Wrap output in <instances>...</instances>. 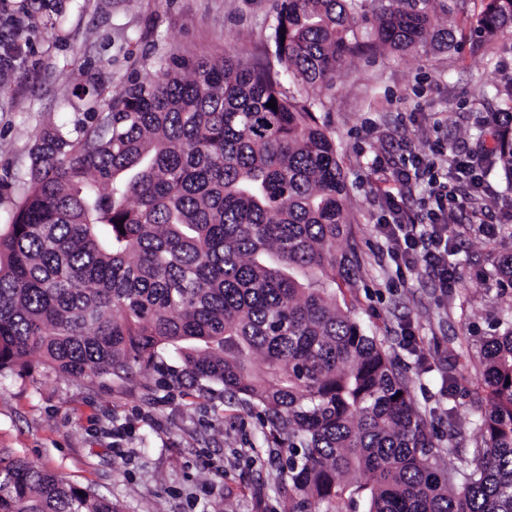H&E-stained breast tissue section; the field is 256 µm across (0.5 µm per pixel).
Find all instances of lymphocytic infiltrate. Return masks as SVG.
I'll use <instances>...</instances> for the list:
<instances>
[{
    "mask_svg": "<svg viewBox=\"0 0 512 512\" xmlns=\"http://www.w3.org/2000/svg\"><path fill=\"white\" fill-rule=\"evenodd\" d=\"M384 181L387 212L379 219L378 227L397 273L422 268L437 287H455L458 268L450 261L457 241L455 216L485 190L472 155L438 141L429 153H411L394 161L392 173ZM417 184L424 185L425 195L415 214L407 209L405 200Z\"/></svg>",
    "mask_w": 512,
    "mask_h": 512,
    "instance_id": "1",
    "label": "lymphocytic infiltrate"
}]
</instances>
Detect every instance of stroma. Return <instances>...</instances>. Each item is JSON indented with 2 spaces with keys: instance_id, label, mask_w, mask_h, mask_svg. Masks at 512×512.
<instances>
[{
  "instance_id": "obj_1",
  "label": "stroma",
  "mask_w": 512,
  "mask_h": 512,
  "mask_svg": "<svg viewBox=\"0 0 512 512\" xmlns=\"http://www.w3.org/2000/svg\"><path fill=\"white\" fill-rule=\"evenodd\" d=\"M485 0H468L455 21L459 49L415 53L361 49L349 55L333 84L310 89L327 107L328 128L349 185L353 222L338 254L359 267L353 287L337 289L341 306L361 320L406 372L420 411L436 410L434 443H472L471 415L480 388L477 365L464 371L456 432L440 410V370L478 352L495 321L512 316V293L496 285L503 251L512 248V184L499 169L484 181L491 198L458 213L461 278L441 291L425 272L398 279L382 255L376 220L383 198L369 171L377 155L399 158L430 141L481 149L494 139V114L506 105L494 85L512 80V27L473 48L470 21ZM272 0H7L0 37L27 27L30 40L0 84V224L7 223L30 172L36 134L73 123L92 96L108 99L130 80L156 75L164 55H232L268 62ZM411 325L421 356L401 334ZM158 372L137 371L118 385L101 376L79 380L34 362L0 375V451L88 486L120 512H284L276 473L256 419L215 395H182L159 385Z\"/></svg>"
}]
</instances>
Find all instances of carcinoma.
Wrapping results in <instances>:
<instances>
[{
    "mask_svg": "<svg viewBox=\"0 0 512 512\" xmlns=\"http://www.w3.org/2000/svg\"><path fill=\"white\" fill-rule=\"evenodd\" d=\"M466 7L276 0L278 69L174 54L73 128L41 130L0 224V373L37 360L124 383L148 367L163 387L216 393L256 414L286 512H512V328L479 351L481 440L446 448L454 463L439 467L435 411L414 406L392 356L337 303L357 276L336 254L348 189L308 94L362 36L395 53L455 48ZM511 25L512 0H487L474 43ZM492 157L512 182L511 129ZM497 275L512 284V251ZM440 374L452 432L463 375ZM0 512L119 508L1 455Z\"/></svg>",
    "mask_w": 512,
    "mask_h": 512,
    "instance_id": "carcinoma-1",
    "label": "carcinoma"
}]
</instances>
